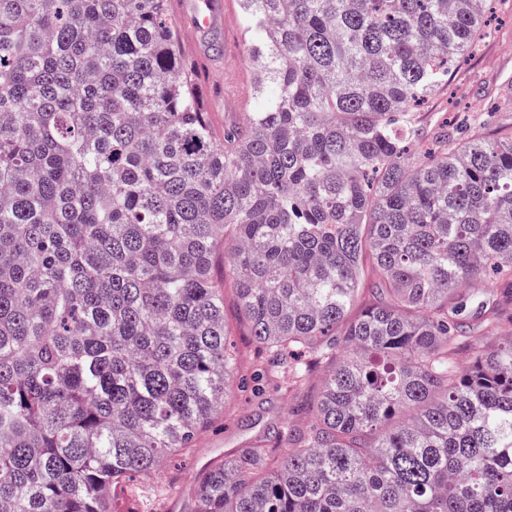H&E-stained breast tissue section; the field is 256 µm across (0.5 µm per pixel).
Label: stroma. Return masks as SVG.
I'll use <instances>...</instances> for the list:
<instances>
[{"mask_svg": "<svg viewBox=\"0 0 512 512\" xmlns=\"http://www.w3.org/2000/svg\"><path fill=\"white\" fill-rule=\"evenodd\" d=\"M182 0H168L167 9L176 31L180 51L202 77L196 78L216 140H223L225 127L238 123L250 111L255 96L256 65L244 38L239 0H224V27L208 36L193 32L189 18L180 11ZM489 35L471 60L460 64L448 84L419 112L418 125L424 138L444 121H455L477 108L492 109L493 127L512 129V0H497L489 16ZM215 278L224 288V319L229 341L240 358V372L248 375L269 365L266 353L258 351L249 326L240 312L235 286L224 277V254L213 260ZM512 334V304H502L498 317L482 314L471 320L450 353L457 367L468 365L474 348L492 346ZM307 351L289 354V361L309 363L301 384L286 382L280 368H273L274 385L259 398L232 392L225 411L201 432L193 447L168 455L152 476L138 477L117 492L119 512H191L193 492L201 476L244 447L274 429L299 427L306 421L305 409L320 394L331 367L312 363Z\"/></svg>", "mask_w": 512, "mask_h": 512, "instance_id": "35a3bbf8", "label": "stroma"}]
</instances>
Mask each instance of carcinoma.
<instances>
[{
	"mask_svg": "<svg viewBox=\"0 0 512 512\" xmlns=\"http://www.w3.org/2000/svg\"><path fill=\"white\" fill-rule=\"evenodd\" d=\"M239 2L256 97L218 143L166 0H0V512H112L264 394L221 246L254 342L333 368L193 512H512V336L449 359L512 282V134L408 148L489 0ZM366 253L384 298L338 340Z\"/></svg>",
	"mask_w": 512,
	"mask_h": 512,
	"instance_id": "carcinoma-1",
	"label": "carcinoma"
}]
</instances>
